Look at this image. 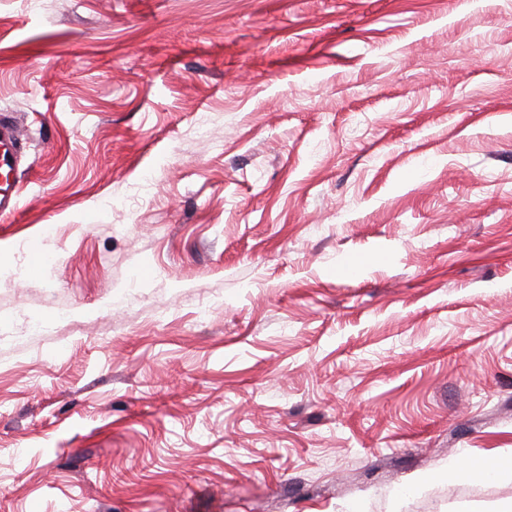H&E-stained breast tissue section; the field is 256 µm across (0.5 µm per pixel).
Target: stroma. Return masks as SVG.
<instances>
[{
	"label": "stroma",
	"mask_w": 512,
	"mask_h": 512,
	"mask_svg": "<svg viewBox=\"0 0 512 512\" xmlns=\"http://www.w3.org/2000/svg\"><path fill=\"white\" fill-rule=\"evenodd\" d=\"M1 112L0 512H512L447 476L512 465V0H0ZM19 126L9 115H0V175L5 183L0 184V215L10 214L18 208V197L14 189L7 182L8 175L14 170L21 144ZM499 466L495 463H486L476 466L467 464H450L448 466L449 480H455L462 477L472 480L491 481L499 474Z\"/></svg>",
	"instance_id": "obj_1"
}]
</instances>
